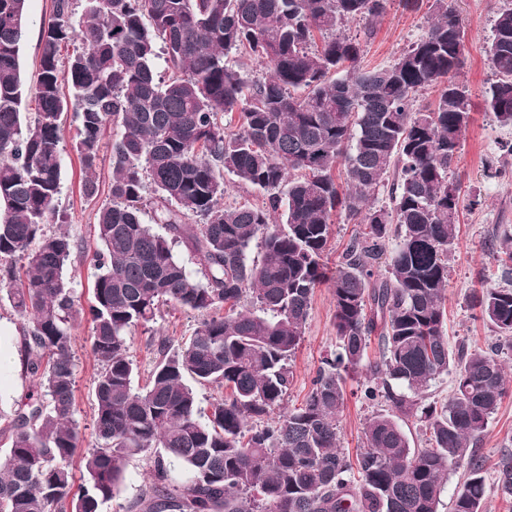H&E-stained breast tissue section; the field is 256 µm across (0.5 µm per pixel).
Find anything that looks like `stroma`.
<instances>
[{
	"instance_id": "35a3bbf8",
	"label": "stroma",
	"mask_w": 512,
	"mask_h": 512,
	"mask_svg": "<svg viewBox=\"0 0 512 512\" xmlns=\"http://www.w3.org/2000/svg\"><path fill=\"white\" fill-rule=\"evenodd\" d=\"M507 0H457L456 7L467 33L466 60L461 79L471 92L472 122L461 142L453 178L461 182L458 245L450 262L445 308L449 348L467 344L484 348L497 335L484 321L474 319L469 297L479 285L510 287L512 280L503 276L491 258L492 247L504 233L512 234V127L501 126L487 112L484 93L496 76L488 66L485 48L491 36L493 20ZM54 0H27L26 36L20 49V65L26 83L37 78L38 45L44 22L53 12ZM432 14L429 6L406 10L398 0H390L387 11L378 20L372 37L363 45L361 65L365 68L393 62L413 42L425 35ZM76 124L64 121L61 127L63 188L58 207L69 216L66 226L78 242L81 252L66 270L77 299L88 304L96 272L94 255L100 244L94 231L95 212L110 199L111 165L102 159L96 170L98 195L87 199L83 194L82 164L74 149ZM200 315L179 306L162 307L154 322L138 329L130 343L129 354L138 367L137 384H144L158 358L155 345L148 338L166 340L170 348H179L193 335ZM19 317L9 304L0 305V355L11 366L0 372V410L11 413L29 393L38 391V381L25 373L20 351ZM75 341V414L79 439L77 454H85L95 444L94 378L99 364L90 347L91 326L81 322L74 329ZM336 348L334 300L330 288L316 289L311 300L302 343L290 362L292 382L284 407L300 405L312 388L313 379L325 357ZM346 405L340 418L341 446L356 453L362 445L366 423L382 408L362 400L358 382H348ZM484 461L486 495L484 512H512V497L498 484V465L512 456V391L503 398L490 418L477 445ZM152 460L140 456L131 460L116 496L104 503L100 512H127L130 502L150 479Z\"/></svg>"
}]
</instances>
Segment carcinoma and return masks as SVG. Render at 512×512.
I'll use <instances>...</instances> for the list:
<instances>
[{
	"instance_id": "cac0c4a2",
	"label": "carcinoma",
	"mask_w": 512,
	"mask_h": 512,
	"mask_svg": "<svg viewBox=\"0 0 512 512\" xmlns=\"http://www.w3.org/2000/svg\"><path fill=\"white\" fill-rule=\"evenodd\" d=\"M54 0L39 44L38 75L25 86L19 53L26 0H0V283L24 320V371L41 382L0 420L12 434L0 460V512H99L130 459H153V480L133 512H438L452 464H467L453 512H482L484 464L476 444L506 394L498 358L512 348V288L473 290L470 307L497 342L448 348L445 293L457 245L460 184L449 179L471 121L459 79L466 31L456 0H433L427 34L387 66L363 70L349 24L383 15L388 0ZM78 47L67 58L61 46ZM487 59L497 80L486 110L512 126V3L492 26ZM165 55L167 75L156 70ZM266 69L248 79L230 60ZM429 91L433 104L415 109ZM38 102L24 121V94ZM78 122L75 149L93 198L107 129L110 201L96 211L101 250L93 301L78 304L64 268L80 253L57 208L64 114ZM237 112L228 134L224 113ZM268 194L269 207L224 204L223 172ZM394 174L392 206L371 194ZM153 191L152 221L143 220ZM360 224L328 274L335 217ZM386 274L377 272L389 239ZM261 254L250 258L252 241ZM181 246L203 275L174 254ZM25 260L17 269V259ZM493 258L512 274V235ZM334 299L336 353L304 402L275 418L291 384L289 361L304 335L316 288ZM251 307L239 308L242 300ZM174 303L206 315L178 350L158 343L149 381L134 386L128 355L136 329ZM91 324L96 444L78 442L73 323ZM377 340L363 398L388 406L366 424L362 450L340 446L346 379ZM454 375L442 404L423 403ZM224 389L201 416L189 384ZM424 423L428 447L410 448L400 421ZM186 478L169 482L170 463ZM512 495V459L499 465Z\"/></svg>"
}]
</instances>
